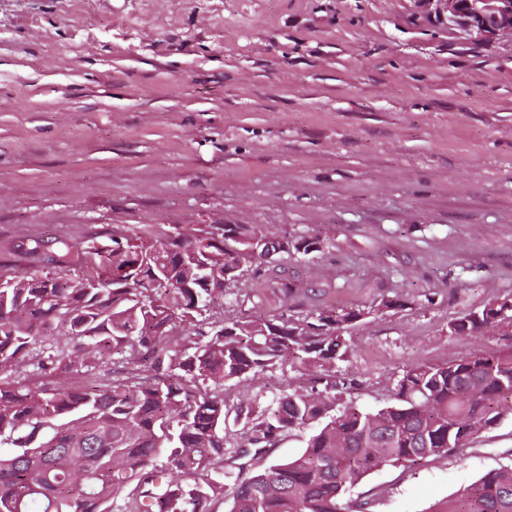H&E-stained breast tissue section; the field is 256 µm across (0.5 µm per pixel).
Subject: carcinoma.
I'll use <instances>...</instances> for the list:
<instances>
[{
  "label": "carcinoma",
  "instance_id": "carcinoma-1",
  "mask_svg": "<svg viewBox=\"0 0 512 512\" xmlns=\"http://www.w3.org/2000/svg\"><path fill=\"white\" fill-rule=\"evenodd\" d=\"M274 259L323 252L312 236L251 224H206L147 244L114 229L83 242L32 239L24 254L49 269L0 285V512H212L225 456L260 455L311 426L304 450L236 484L228 512H353L343 502L373 469L410 468L459 452L512 414V352H478L401 369L390 401L368 409L343 397L347 335L404 310L400 296L361 308L319 306L293 318L224 317V283ZM512 325V296L448 323L456 336ZM153 375L104 379L114 355ZM291 361L308 375L261 406L229 405L224 387ZM242 423L240 441L227 421ZM430 512H512V467L491 471Z\"/></svg>",
  "mask_w": 512,
  "mask_h": 512
}]
</instances>
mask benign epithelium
Returning <instances> with one entry per match:
<instances>
[{
  "mask_svg": "<svg viewBox=\"0 0 512 512\" xmlns=\"http://www.w3.org/2000/svg\"><path fill=\"white\" fill-rule=\"evenodd\" d=\"M431 12L472 38H512V0H426Z\"/></svg>",
  "mask_w": 512,
  "mask_h": 512,
  "instance_id": "1",
  "label": "benign epithelium"
}]
</instances>
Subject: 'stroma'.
<instances>
[{
  "label": "stroma",
  "mask_w": 512,
  "mask_h": 512,
  "mask_svg": "<svg viewBox=\"0 0 512 512\" xmlns=\"http://www.w3.org/2000/svg\"><path fill=\"white\" fill-rule=\"evenodd\" d=\"M220 222L325 242L283 260L297 296L264 273L226 316L408 299L338 365L365 406L405 364L512 349L511 327L448 331L512 294V41H475L421 0H0V271L37 272L17 250L32 238ZM302 379L287 366L226 394L265 405ZM305 437L226 460L217 512ZM510 464L512 416L459 454L373 470L348 501L429 512Z\"/></svg>",
  "instance_id": "obj_1"
}]
</instances>
